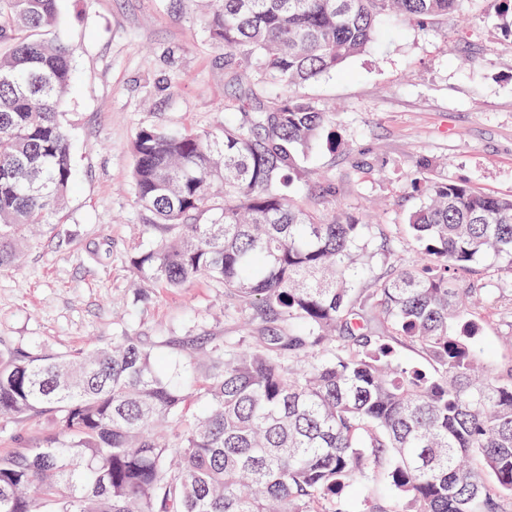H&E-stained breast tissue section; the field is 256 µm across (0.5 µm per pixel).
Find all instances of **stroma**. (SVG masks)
<instances>
[{"mask_svg": "<svg viewBox=\"0 0 512 512\" xmlns=\"http://www.w3.org/2000/svg\"><path fill=\"white\" fill-rule=\"evenodd\" d=\"M385 37L335 72L307 84L317 106L336 110L343 149L302 162L297 199L336 183V204L370 229L383 275L415 263L407 233L421 203L408 177L428 160L437 179L512 194V38L493 0H459L425 25L382 19ZM57 35L69 47L73 86L61 106L75 180L50 232L30 237L19 265L0 271V336L16 346L73 353L127 334L207 345L244 336L222 287L153 288L137 298L128 262L145 240L146 216L130 184L129 144L156 124L221 131L232 89L224 56L187 0H59ZM469 282L483 291V344L512 361V279L493 257ZM50 416L0 418V453L41 444Z\"/></svg>", "mask_w": 512, "mask_h": 512, "instance_id": "35a3bbf8", "label": "stroma"}]
</instances>
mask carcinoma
<instances>
[{
    "label": "carcinoma",
    "instance_id": "cac0c4a2",
    "mask_svg": "<svg viewBox=\"0 0 512 512\" xmlns=\"http://www.w3.org/2000/svg\"><path fill=\"white\" fill-rule=\"evenodd\" d=\"M58 2L0 0L1 271L74 179L59 120L72 58L47 38ZM494 2L512 37V0ZM456 4L221 0L204 16L236 118L219 135L136 132L150 240L129 265L140 288L223 286L254 336L211 346L201 375L190 341L160 375L140 336L76 354L1 340L0 416L49 413L54 429L0 453V512H336L352 481L377 512H512V362L482 361L479 310L461 303L480 289L459 276L486 256L512 276V195L431 181L421 164L407 228L424 263L365 286L369 225L336 209L332 181L316 208L293 195L311 150L344 146L302 86L375 44L382 18L445 20ZM270 84L283 93L264 95Z\"/></svg>",
    "mask_w": 512,
    "mask_h": 512
}]
</instances>
